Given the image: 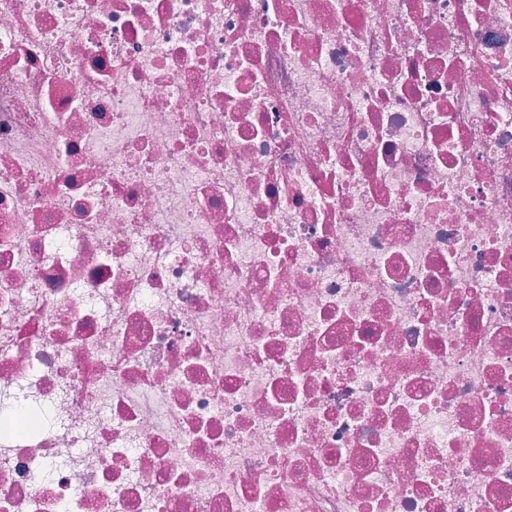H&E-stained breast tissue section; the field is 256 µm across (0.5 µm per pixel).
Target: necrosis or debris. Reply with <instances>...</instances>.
<instances>
[{
  "mask_svg": "<svg viewBox=\"0 0 512 512\" xmlns=\"http://www.w3.org/2000/svg\"><path fill=\"white\" fill-rule=\"evenodd\" d=\"M0 512H512V0H0Z\"/></svg>",
  "mask_w": 512,
  "mask_h": 512,
  "instance_id": "obj_1",
  "label": "necrosis or debris"
}]
</instances>
